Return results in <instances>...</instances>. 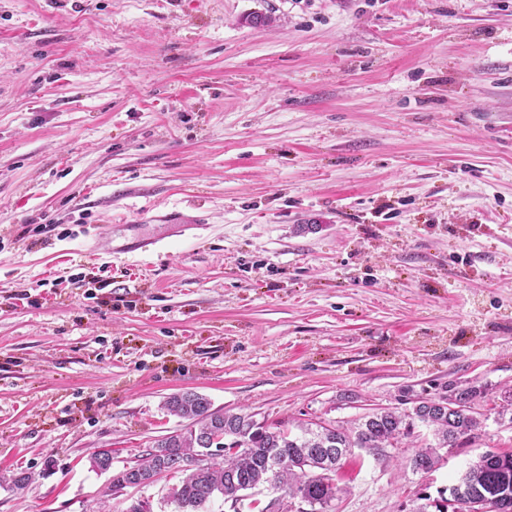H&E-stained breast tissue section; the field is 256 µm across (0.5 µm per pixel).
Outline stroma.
<instances>
[{"label": "stroma", "instance_id": "stroma-1", "mask_svg": "<svg viewBox=\"0 0 512 512\" xmlns=\"http://www.w3.org/2000/svg\"><path fill=\"white\" fill-rule=\"evenodd\" d=\"M451 382L512 389V0H0V512H175L109 486L180 391L345 423ZM489 447L350 457L335 512Z\"/></svg>", "mask_w": 512, "mask_h": 512}]
</instances>
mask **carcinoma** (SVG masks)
<instances>
[{
	"instance_id": "obj_1",
	"label": "carcinoma",
	"mask_w": 512,
	"mask_h": 512,
	"mask_svg": "<svg viewBox=\"0 0 512 512\" xmlns=\"http://www.w3.org/2000/svg\"><path fill=\"white\" fill-rule=\"evenodd\" d=\"M488 390L481 385L448 386L441 400H420L410 409L393 408L387 412L366 414L353 425L325 424L317 429L298 422L286 427L254 426L252 416L222 412L195 392L174 394L164 407L179 418L189 421L183 432H173L155 441L161 454L150 452L138 462L112 476L111 487L121 490L133 483H154L157 469L182 456L192 457L206 447L203 438L215 437L214 447L224 452L210 455L200 470L182 469L180 484L171 488L168 498L179 512H204L206 504L219 494L224 499L252 490L267 482L270 464L287 459L288 465L278 473V481L288 496L301 495L311 512H329L342 488L336 484V471L341 461L361 448L379 462L392 458L391 450L407 448L417 425L432 431L433 441L420 447L409 460L412 471H434L445 461L439 449L453 450L475 443L482 436L485 417L479 411L486 402ZM90 467L100 472L112 469V451L99 449L89 458ZM33 480L32 474L19 471L0 477L15 492L23 491ZM450 498L436 502L428 495L420 496L425 504L417 512H463L460 501L483 499L500 505L502 512H512V453L480 455L469 465L461 486L449 488Z\"/></svg>"
}]
</instances>
